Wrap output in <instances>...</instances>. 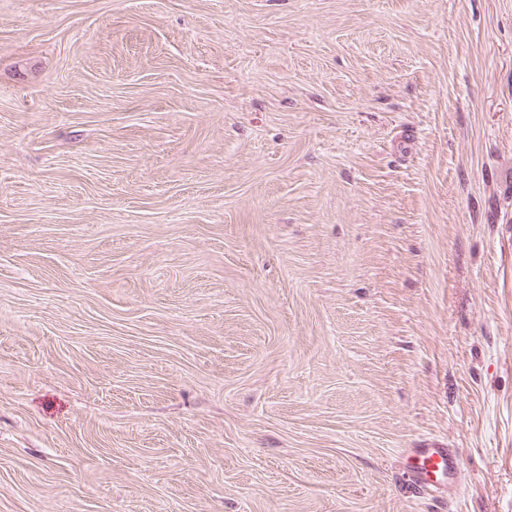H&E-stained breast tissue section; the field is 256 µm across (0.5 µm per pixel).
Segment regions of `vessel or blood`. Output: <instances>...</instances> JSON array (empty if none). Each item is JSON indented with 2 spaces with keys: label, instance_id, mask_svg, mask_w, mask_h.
<instances>
[{
  "label": "vessel or blood",
  "instance_id": "b4317fda",
  "mask_svg": "<svg viewBox=\"0 0 512 512\" xmlns=\"http://www.w3.org/2000/svg\"><path fill=\"white\" fill-rule=\"evenodd\" d=\"M406 473L414 489L430 495L459 484L462 479L457 450L438 441L408 449Z\"/></svg>",
  "mask_w": 512,
  "mask_h": 512
}]
</instances>
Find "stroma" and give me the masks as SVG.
<instances>
[{
	"instance_id": "stroma-1",
	"label": "stroma",
	"mask_w": 512,
	"mask_h": 512,
	"mask_svg": "<svg viewBox=\"0 0 512 512\" xmlns=\"http://www.w3.org/2000/svg\"><path fill=\"white\" fill-rule=\"evenodd\" d=\"M0 512H512V0H0ZM406 473L420 493L434 494L458 485L462 479L457 449L427 441L407 449Z\"/></svg>"
}]
</instances>
